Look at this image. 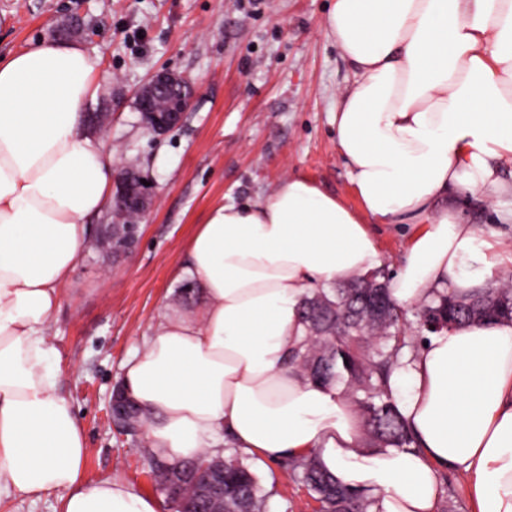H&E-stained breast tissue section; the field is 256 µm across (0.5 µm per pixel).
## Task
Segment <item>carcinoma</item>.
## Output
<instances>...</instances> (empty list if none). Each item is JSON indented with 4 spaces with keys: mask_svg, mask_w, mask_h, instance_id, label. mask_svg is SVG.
I'll use <instances>...</instances> for the list:
<instances>
[{
    "mask_svg": "<svg viewBox=\"0 0 512 512\" xmlns=\"http://www.w3.org/2000/svg\"><path fill=\"white\" fill-rule=\"evenodd\" d=\"M301 312L308 339L293 360L304 375L364 394L356 403L370 445L407 449L414 444L389 386L391 372L411 342L401 324L403 307L391 298L385 272L375 270L327 291L316 289L303 298ZM420 312L443 320L445 330L512 320V288L488 285L470 295L439 293ZM143 461L178 509L186 491L192 490L189 500H194L195 489L209 476L199 464L170 465L147 451ZM278 467L316 495L320 512H369L368 496L336 481L313 453L284 459ZM224 512H265L257 475L248 457L236 450L224 457Z\"/></svg>",
    "mask_w": 512,
    "mask_h": 512,
    "instance_id": "obj_1",
    "label": "carcinoma"
}]
</instances>
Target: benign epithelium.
<instances>
[{
    "label": "benign epithelium",
    "instance_id": "1",
    "mask_svg": "<svg viewBox=\"0 0 512 512\" xmlns=\"http://www.w3.org/2000/svg\"><path fill=\"white\" fill-rule=\"evenodd\" d=\"M194 97V88L188 79L168 70L153 74L138 90L136 105L142 123L161 134L178 127L184 120ZM117 193L113 214L121 219L128 215L143 217L153 205L148 187L141 177L130 169H122L115 177ZM138 225L126 224L120 237L112 235V225L103 224L97 241L106 252H112V244L119 242V249H129ZM136 410L134 401L113 398L109 404V419L123 427L129 415ZM216 480L205 490L213 503L222 504L224 497V459L217 458L211 464Z\"/></svg>",
    "mask_w": 512,
    "mask_h": 512
}]
</instances>
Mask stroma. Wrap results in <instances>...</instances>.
<instances>
[{"label":"stroma","mask_w":512,"mask_h":512,"mask_svg":"<svg viewBox=\"0 0 512 512\" xmlns=\"http://www.w3.org/2000/svg\"><path fill=\"white\" fill-rule=\"evenodd\" d=\"M330 0H0V56L51 39L76 23L101 69L92 109L112 121L101 139L115 169L132 167L154 199L121 258L87 247L63 288L49 334L60 353L61 387L86 437L87 479L112 476L174 512L143 465L141 443L118 434L106 413L121 364L157 318L179 302L177 272L208 211L268 198L287 176L308 178L349 207L358 200L336 151V94L349 62L328 36ZM196 87L181 126L145 128L134 94L156 70ZM463 215L512 253V223L467 199ZM266 512H318L310 492L277 465L251 454Z\"/></svg>","instance_id":"stroma-1"}]
</instances>
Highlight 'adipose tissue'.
Listing matches in <instances>:
<instances>
[{
  "label": "adipose tissue",
  "instance_id": "1",
  "mask_svg": "<svg viewBox=\"0 0 512 512\" xmlns=\"http://www.w3.org/2000/svg\"><path fill=\"white\" fill-rule=\"evenodd\" d=\"M352 79L336 96L350 208L301 176L264 200L213 207L186 249L200 314L162 317L123 365L147 450L180 463L230 446L276 463L315 452L369 512H436L440 475L474 512H512V322L430 335L390 385L419 444L363 446L359 414L289 358L299 304L381 267L377 224L408 227L392 298L469 293L494 244L459 199L512 196V0H333L324 20ZM96 60L44 40L0 56V496L59 512H157L122 480L88 481L86 444L49 337L85 222L112 203V155L85 127Z\"/></svg>",
  "mask_w": 512,
  "mask_h": 512
}]
</instances>
